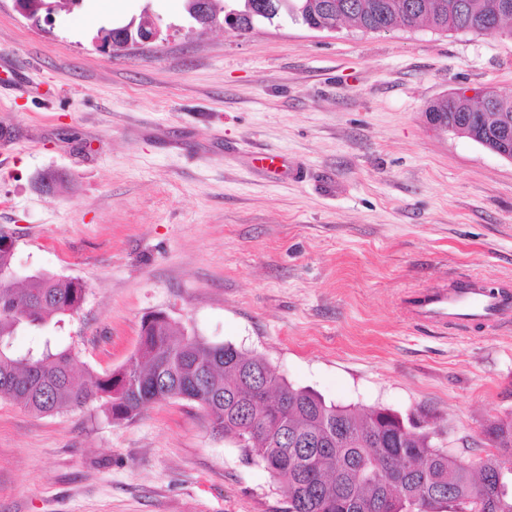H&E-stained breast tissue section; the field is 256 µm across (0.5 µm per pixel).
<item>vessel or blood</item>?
<instances>
[{"instance_id": "b4317fda", "label": "vessel or blood", "mask_w": 512, "mask_h": 512, "mask_svg": "<svg viewBox=\"0 0 512 512\" xmlns=\"http://www.w3.org/2000/svg\"><path fill=\"white\" fill-rule=\"evenodd\" d=\"M409 305L416 318L438 327L512 322V291L486 288L477 276L459 278L447 288L427 290L412 297Z\"/></svg>"}]
</instances>
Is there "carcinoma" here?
Returning a JSON list of instances; mask_svg holds the SVG:
<instances>
[{
	"label": "carcinoma",
	"mask_w": 512,
	"mask_h": 512,
	"mask_svg": "<svg viewBox=\"0 0 512 512\" xmlns=\"http://www.w3.org/2000/svg\"><path fill=\"white\" fill-rule=\"evenodd\" d=\"M504 0H233L245 24L286 12L304 24L351 22L364 32L424 24L441 32L484 31ZM84 286L44 273L22 288L0 287V399L52 415L93 408L114 422L133 420L155 402L188 400L212 429L237 441L243 460L262 465L280 483L286 512H512V415L484 429L485 456L464 462L437 445L433 429L391 409L361 413L327 404L281 378L259 355L212 344L153 315L139 347L105 376L76 379L69 350L17 352L12 340L51 321L79 314Z\"/></svg>",
	"instance_id": "carcinoma-1"
}]
</instances>
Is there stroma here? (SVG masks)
I'll list each match as a JSON object with an SVG mask.
<instances>
[{
  "label": "stroma",
  "instance_id": "stroma-1",
  "mask_svg": "<svg viewBox=\"0 0 512 512\" xmlns=\"http://www.w3.org/2000/svg\"><path fill=\"white\" fill-rule=\"evenodd\" d=\"M146 10L158 41L99 51L100 29ZM191 25L185 0H80L42 29L0 0V226L18 279L85 287L47 328L58 348L108 373L162 313L326 402L425 415L448 452L484 456V425L512 414V325L444 330L403 303L465 274L512 286V161L426 118L460 89L512 95V40ZM285 508L193 402L115 423L0 399V512Z\"/></svg>",
  "mask_w": 512,
  "mask_h": 512
}]
</instances>
